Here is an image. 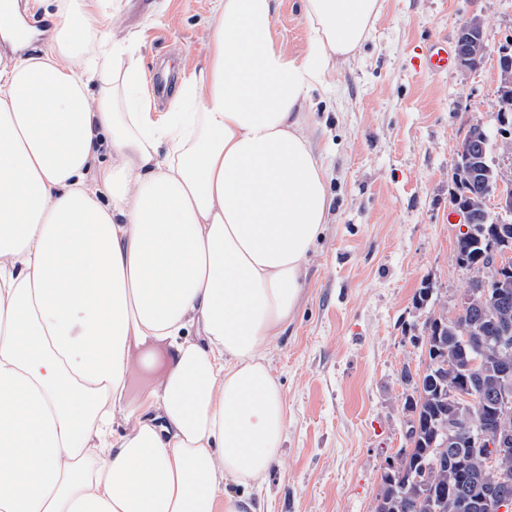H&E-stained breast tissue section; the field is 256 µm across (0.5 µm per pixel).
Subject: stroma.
Masks as SVG:
<instances>
[{"mask_svg":"<svg viewBox=\"0 0 512 512\" xmlns=\"http://www.w3.org/2000/svg\"><path fill=\"white\" fill-rule=\"evenodd\" d=\"M112 3L111 34L136 38L144 71L187 72L203 58L213 0ZM474 14L488 47L478 71L414 68L423 42H455ZM275 25L288 50L305 49L300 0H278ZM505 48L512 0H382L361 53L314 95L310 133L333 209L297 317L271 346L288 429L278 464L255 490L266 512H373L388 461L407 446L425 323L440 309L456 315L474 277L455 259L453 171L469 124L495 126Z\"/></svg>","mask_w":512,"mask_h":512,"instance_id":"35a3bbf8","label":"stroma"}]
</instances>
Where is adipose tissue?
I'll return each instance as SVG.
<instances>
[{
    "label": "adipose tissue",
    "mask_w": 512,
    "mask_h": 512,
    "mask_svg": "<svg viewBox=\"0 0 512 512\" xmlns=\"http://www.w3.org/2000/svg\"><path fill=\"white\" fill-rule=\"evenodd\" d=\"M28 6L54 29L0 59V512H264L288 427L268 344L331 208L306 106L381 0H301L300 53L277 0H215L167 112L105 0ZM300 0H279L275 25L281 41L292 52L305 49L308 39V29L302 16ZM171 349L166 345H158L153 350V366L144 371L139 368L133 370L130 379V394L136 397L147 385L155 382L171 364Z\"/></svg>",
    "instance_id": "ef3b65f1"
}]
</instances>
